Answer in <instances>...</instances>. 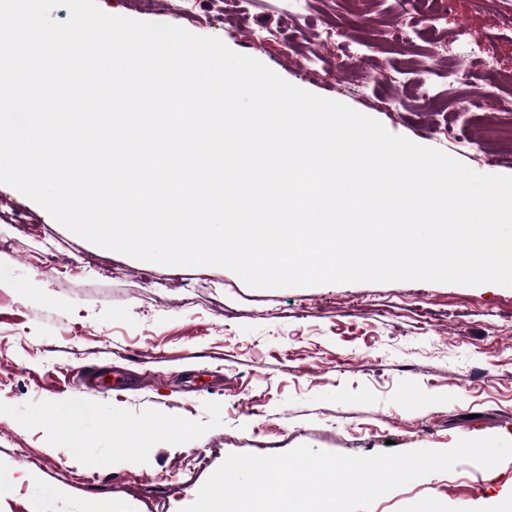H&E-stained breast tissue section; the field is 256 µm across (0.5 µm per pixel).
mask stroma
I'll return each instance as SVG.
<instances>
[{
    "label": "stroma",
    "mask_w": 512,
    "mask_h": 512,
    "mask_svg": "<svg viewBox=\"0 0 512 512\" xmlns=\"http://www.w3.org/2000/svg\"><path fill=\"white\" fill-rule=\"evenodd\" d=\"M110 15L219 38L290 84L347 105L391 134L439 149L472 170L512 176V152L489 128L512 129L496 98L512 94V0H185L179 13L148 0H97ZM411 19L408 44L390 31ZM472 53L430 72L458 39ZM493 45L486 60L485 45ZM366 62L352 67L350 50ZM375 69L431 88L439 106L395 100ZM53 247L48 270L38 255ZM122 375L125 388L87 393L77 369ZM79 411L81 451L68 453L44 421ZM153 419V448L116 465L103 421ZM185 434L168 439L169 423ZM512 440V287L426 282L256 289L217 266L143 264L98 247L0 184V512H182L232 454L300 445L343 455L447 450L458 440ZM42 455L51 467L29 468ZM200 461L189 471L183 456ZM501 512L512 502V459L463 462L378 498L370 512Z\"/></svg>",
    "instance_id": "35a3bbf8"
}]
</instances>
